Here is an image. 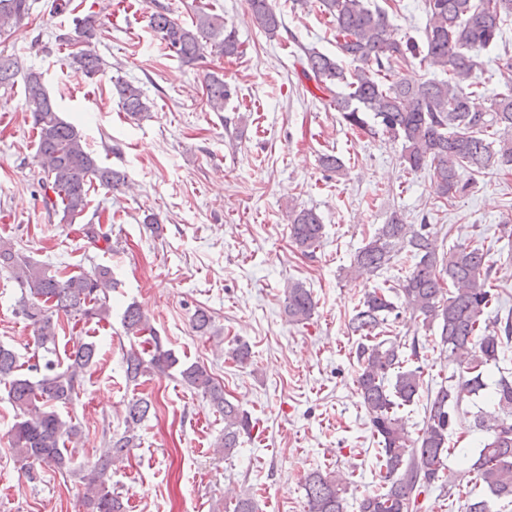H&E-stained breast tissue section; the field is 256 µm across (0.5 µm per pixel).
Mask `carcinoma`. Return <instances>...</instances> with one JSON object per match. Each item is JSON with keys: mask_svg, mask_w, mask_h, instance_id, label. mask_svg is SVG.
Returning a JSON list of instances; mask_svg holds the SVG:
<instances>
[{"mask_svg": "<svg viewBox=\"0 0 512 512\" xmlns=\"http://www.w3.org/2000/svg\"><path fill=\"white\" fill-rule=\"evenodd\" d=\"M317 3L335 32L336 48L354 68H345L336 57L301 43L294 34L291 39L299 48L297 63L303 76L314 82L319 99L335 106L346 125L372 135L382 133L399 143L403 172H428L437 198L448 206L463 190L460 171L481 174L494 168L512 169V88L496 94L484 111L472 105L475 88L481 86L476 76L477 53L496 44L512 21V0H423L426 24L421 44L398 35L388 10L368 0ZM249 10L260 31L269 38L279 36L283 22L275 0H249ZM30 11V0H0V33L20 26ZM73 23L72 33L61 37L71 47L70 64L94 77L104 71L103 59L91 48L96 20L88 14L74 18ZM149 27L167 55L182 63L202 58L207 49L228 59L244 54L234 32L224 26V17L202 7L195 10V20L188 27L159 6L150 14ZM416 62L441 70L447 78L412 81L398 76L399 69ZM15 68L11 57L0 54V87L11 84ZM114 87L129 119L148 117L151 109L140 87L122 79ZM202 89L213 112L224 111V103L235 93L215 73L206 75ZM24 96L37 129L36 157L46 187L56 196L51 208H61V221L73 224L88 208L94 186L119 190L126 184V174L100 164L78 128L60 117L41 73L27 74ZM287 210L289 237L304 253L315 249L323 236L321 217L314 209L292 202ZM403 251L413 263L397 286L366 293L350 321L351 332L360 337L357 392L380 446L377 464L388 478L384 490L362 496L358 512H418L417 497L432 487L444 490L450 499L465 496L464 512H490L489 501L472 489L463 491V483L481 484L491 496L512 503V380L502 376L492 390L487 383L490 368H500L505 357L504 345L512 342V313L489 320L496 299L489 286L493 270L489 249L463 242L445 251L424 218L408 224L392 214L357 252L353 269L377 273ZM0 271L7 272L18 288L17 306L34 334L35 363L29 366L36 373L33 378L21 373L17 353L0 344V387L15 418L9 444L24 474L34 480L38 469L47 467L75 475L85 512H126L120 493L107 485V474L116 459L135 447V429L154 409L152 400H131L124 434L111 437L99 457L83 466L76 465L70 448L80 428L58 412V407L72 404L84 373L99 356L96 343L79 341L65 358L57 357L59 334L71 319L108 320L114 288L111 268L99 264L89 272L59 276L20 255L10 242L1 241ZM392 294L403 297L404 309L415 323L438 329L439 354L457 368V374L428 394L424 426L414 440L398 410L419 398L428 347L416 336L408 343L377 340L378 329L390 317L400 316ZM314 311L310 289L299 280L288 282V320L305 323ZM122 326L129 338L149 333L144 338L148 348L126 354L127 381L137 386L147 375L176 372L181 382L201 392L224 416L219 447L224 455H231L240 438L251 432L248 414L224 397V386L205 366L180 361L138 305L125 308ZM487 389L498 414H473L474 427L487 437L468 468L448 473L446 458L454 453L467 457L464 449L449 445L462 426L463 397L478 396ZM304 490L306 512H345L348 485L337 476L312 471L305 477Z\"/></svg>", "mask_w": 512, "mask_h": 512, "instance_id": "1", "label": "carcinoma"}]
</instances>
